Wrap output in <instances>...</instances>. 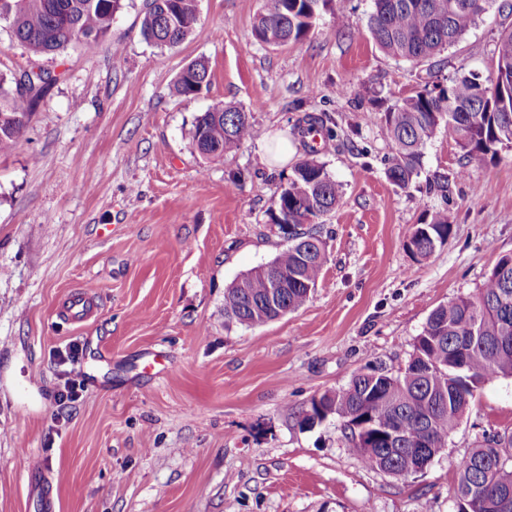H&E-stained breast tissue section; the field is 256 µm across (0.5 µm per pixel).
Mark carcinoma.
Wrapping results in <instances>:
<instances>
[{
	"instance_id": "carcinoma-1",
	"label": "carcinoma",
	"mask_w": 512,
	"mask_h": 512,
	"mask_svg": "<svg viewBox=\"0 0 512 512\" xmlns=\"http://www.w3.org/2000/svg\"><path fill=\"white\" fill-rule=\"evenodd\" d=\"M330 0H262L254 27L268 46L296 43L315 28ZM372 0L366 28L387 55L409 63L430 62L458 44L497 0ZM122 0H0V21L12 37L36 55L55 54L74 42L94 55L104 41ZM197 0H144L140 31L150 44L173 49L196 29ZM495 67L487 73H456L424 87L386 113L382 134L389 153L385 176L409 188L420 177L424 149L441 129L467 157H495L512 145V29L495 45ZM61 75L43 70L7 77L0 74V153L23 136L34 110ZM210 84L202 59L188 63L176 81L185 97ZM333 120L308 113L301 137L320 132L336 139ZM253 135L251 113L217 106L197 115L194 149L217 159ZM304 155L280 187L269 211L288 248L269 264L233 282L224 292V321L256 327L299 309L309 299L329 260L327 243L316 230L339 205L341 185L304 143ZM452 217L442 208L412 227L413 255L427 258L447 241ZM512 376V256L499 259L474 296H459L431 310L410 359L397 374L368 368L349 383L311 399L299 415L301 427L335 415L348 431L350 447L369 469L409 477L426 468L447 447L482 386ZM394 430L390 440L385 429ZM459 512H502L504 491H512V432L490 433L454 463Z\"/></svg>"
}]
</instances>
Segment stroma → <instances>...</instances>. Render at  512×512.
<instances>
[{
    "mask_svg": "<svg viewBox=\"0 0 512 512\" xmlns=\"http://www.w3.org/2000/svg\"><path fill=\"white\" fill-rule=\"evenodd\" d=\"M141 5L123 0L92 57L33 55L0 25L1 74L61 75L0 153V512H31L34 464L55 512H458L453 463L483 433L512 432V377L484 385L447 448L405 479L366 468L340 419L304 429L298 414L366 366L398 372L430 311L475 295L512 255V147L467 161L440 131L404 191L381 134L425 82L487 69L512 14L490 11L435 69L374 45L371 0H347L340 30L325 9L314 35L282 47L253 36L261 0H198L172 50L143 40ZM196 59L211 83L186 98L175 81ZM217 105L250 112L254 134L206 160L189 131ZM321 112L338 137L319 159L343 189L320 227L329 261L298 310L226 326L225 288L287 246L269 211L304 153L295 126ZM274 137L288 165L263 163ZM443 203L453 232L416 260L411 228ZM86 286L93 313L61 317ZM69 385L80 398L64 405Z\"/></svg>",
    "mask_w": 512,
    "mask_h": 512,
    "instance_id": "35a3bbf8",
    "label": "stroma"
}]
</instances>
